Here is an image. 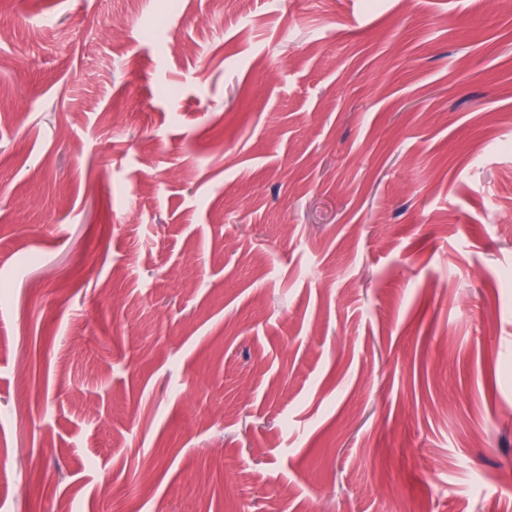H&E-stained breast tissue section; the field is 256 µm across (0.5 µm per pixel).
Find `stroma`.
Here are the masks:
<instances>
[{"label": "stroma", "mask_w": 512, "mask_h": 512, "mask_svg": "<svg viewBox=\"0 0 512 512\" xmlns=\"http://www.w3.org/2000/svg\"><path fill=\"white\" fill-rule=\"evenodd\" d=\"M1 469L0 512H512V11L0 0Z\"/></svg>", "instance_id": "35a3bbf8"}]
</instances>
